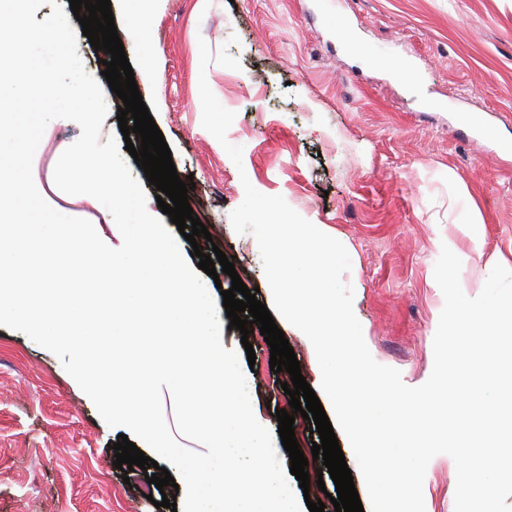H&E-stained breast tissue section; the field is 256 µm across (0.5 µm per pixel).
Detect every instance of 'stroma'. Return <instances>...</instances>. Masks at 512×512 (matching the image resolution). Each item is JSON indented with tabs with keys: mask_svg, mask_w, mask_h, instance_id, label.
<instances>
[{
	"mask_svg": "<svg viewBox=\"0 0 512 512\" xmlns=\"http://www.w3.org/2000/svg\"><path fill=\"white\" fill-rule=\"evenodd\" d=\"M338 9L343 41L318 0H141L134 20L127 0H111L142 99L179 177L195 183L188 202L211 234L202 253L223 251L257 300L271 304L257 242L234 231L230 213L245 178L282 196L351 253L343 280L365 343L417 387L432 372L444 306L434 278L442 244L453 243L470 297L480 293L488 256L512 261V154L460 120L482 113L512 142V0H340ZM203 43L214 53L228 48L241 69L201 67ZM203 79L236 114L227 137L242 146V166L201 125ZM80 134L70 120L48 124L35 184L54 209L97 223L101 239L120 247L99 202L53 182L59 156ZM475 214L480 253L458 230ZM247 342L256 355L244 371L253 411L274 433L290 376L271 371L260 332H224L229 349ZM118 435L56 355L0 326V512H168L154 502L174 495L172 486L148 497L144 470L115 468ZM455 489L453 459L435 456L425 512H454Z\"/></svg>",
	"mask_w": 512,
	"mask_h": 512,
	"instance_id": "35a3bbf8",
	"label": "stroma"
}]
</instances>
